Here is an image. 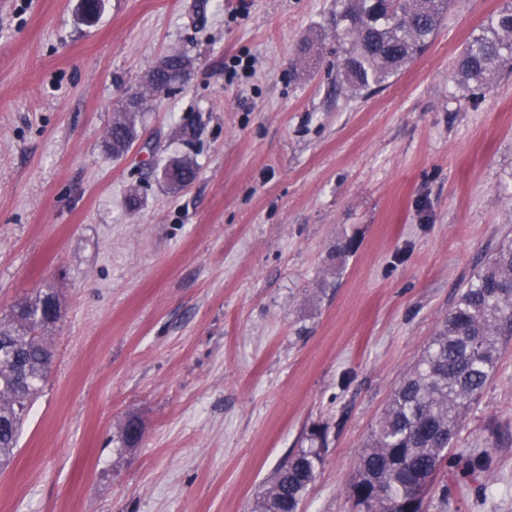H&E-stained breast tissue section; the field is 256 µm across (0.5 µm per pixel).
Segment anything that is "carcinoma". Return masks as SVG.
<instances>
[{
	"mask_svg": "<svg viewBox=\"0 0 512 512\" xmlns=\"http://www.w3.org/2000/svg\"><path fill=\"white\" fill-rule=\"evenodd\" d=\"M448 0H336L332 23L338 47V85L353 95L375 91L421 56L440 29ZM193 66L183 53L146 73L154 89L118 105L105 136L113 158L140 136L144 105L173 76ZM512 69V6L491 14L454 62L458 83L489 87ZM197 176L189 156L163 169L174 190ZM56 293L38 292L0 320V470L11 464L20 429L41 391L53 348L48 311ZM512 339V242L502 244L460 289L448 316L421 357L391 394L348 484L354 512H421L425 494L473 404L495 376L503 345ZM310 445L278 469L258 512H298L322 462L326 433L313 429Z\"/></svg>",
	"mask_w": 512,
	"mask_h": 512,
	"instance_id": "1",
	"label": "carcinoma"
}]
</instances>
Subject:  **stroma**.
<instances>
[{"label": "stroma", "mask_w": 512, "mask_h": 512, "mask_svg": "<svg viewBox=\"0 0 512 512\" xmlns=\"http://www.w3.org/2000/svg\"><path fill=\"white\" fill-rule=\"evenodd\" d=\"M507 2L450 0L419 58L353 96L334 0H103L91 25L79 0H0V319L48 288L63 310L0 512H255L315 426L300 512H349L376 418L512 235V72L478 96L452 78ZM173 51L190 79L107 155L116 106ZM179 155L198 175L174 192ZM424 512H512V341ZM163 180L171 189H179L192 183L197 176L195 161L189 156L174 159L163 169Z\"/></svg>", "instance_id": "stroma-1"}]
</instances>
